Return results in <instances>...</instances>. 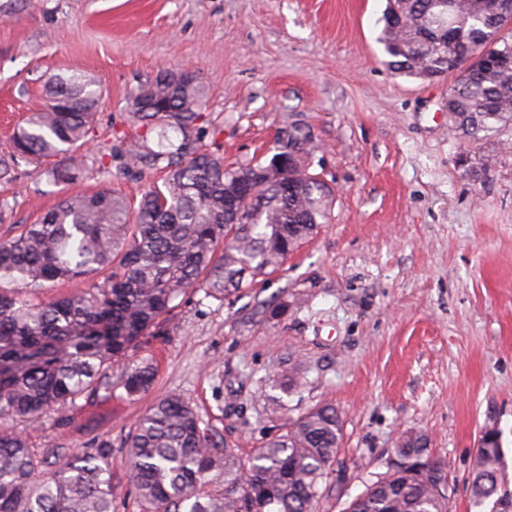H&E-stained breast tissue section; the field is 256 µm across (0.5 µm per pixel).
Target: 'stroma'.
I'll return each instance as SVG.
<instances>
[{"mask_svg": "<svg viewBox=\"0 0 512 512\" xmlns=\"http://www.w3.org/2000/svg\"><path fill=\"white\" fill-rule=\"evenodd\" d=\"M386 0H0V153L43 109L53 74L99 83L82 148L135 133L131 101L159 71L196 73L228 166L268 161L289 131L335 189L330 221L255 287L219 300L187 291L143 338L146 399L78 401L23 428L32 448L111 437L114 512H138L120 442L149 402L175 394L238 453L330 403L343 418L340 472L319 512H344L385 472L402 431L427 435L448 512H469L481 429L497 424L512 467V131L466 143L448 131L451 78L394 76L377 41ZM52 159L0 180L13 207L0 239L68 190ZM482 171L474 179V171ZM302 374L293 388L290 376Z\"/></svg>", "mask_w": 512, "mask_h": 512, "instance_id": "stroma-1", "label": "stroma"}]
</instances>
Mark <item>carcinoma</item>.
Masks as SVG:
<instances>
[{
    "mask_svg": "<svg viewBox=\"0 0 512 512\" xmlns=\"http://www.w3.org/2000/svg\"><path fill=\"white\" fill-rule=\"evenodd\" d=\"M378 43L398 77L433 81L449 74L448 130L476 143L512 130V14L486 0H387ZM47 104L13 133L0 157V178L20 160L61 157L45 175L73 184L87 171L77 155L97 115L101 93L85 75L51 76ZM198 76L171 85L156 77L131 102L139 128L101 152L124 169H161L136 208L102 187L65 195L19 233L0 240V512H113L112 440L71 450L54 443L39 455L18 427L80 399L115 393L136 401L154 381L150 357L131 358L189 289L224 299L278 271L304 240L327 223L331 187L309 172L307 134H288L294 162L281 182L261 173L280 153L244 166L201 147L209 120ZM84 287L55 300L50 283ZM343 421L329 403L292 420L285 433L243 459L195 408L176 395L157 400L124 440L127 483L139 512H317L335 472ZM398 467L376 476L346 512H448L434 481L441 465L427 438L405 432ZM471 509L492 512L512 498L501 441L473 459Z\"/></svg>",
    "mask_w": 512,
    "mask_h": 512,
    "instance_id": "1",
    "label": "carcinoma"
}]
</instances>
